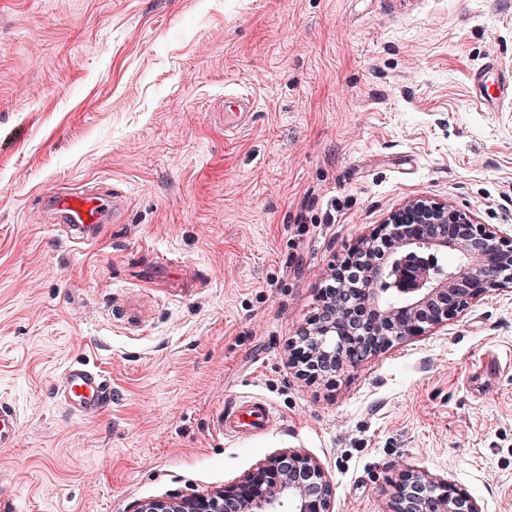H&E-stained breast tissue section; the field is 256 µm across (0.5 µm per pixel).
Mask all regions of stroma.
<instances>
[{
    "instance_id": "obj_1",
    "label": "stroma",
    "mask_w": 512,
    "mask_h": 512,
    "mask_svg": "<svg viewBox=\"0 0 512 512\" xmlns=\"http://www.w3.org/2000/svg\"><path fill=\"white\" fill-rule=\"evenodd\" d=\"M490 60L493 88L512 0H0V512H135L288 449L333 512H384L406 470L512 512V288L332 380L290 362L334 264L408 201L512 233ZM97 185L122 221L75 243L37 196ZM76 362L111 385L91 419L56 395ZM244 395L278 420L222 437ZM19 419L16 412L9 406L0 405V447L10 448L19 435Z\"/></svg>"
}]
</instances>
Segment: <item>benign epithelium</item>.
Here are the masks:
<instances>
[{
	"mask_svg": "<svg viewBox=\"0 0 512 512\" xmlns=\"http://www.w3.org/2000/svg\"><path fill=\"white\" fill-rule=\"evenodd\" d=\"M391 238L396 248L382 252L377 239ZM457 251L452 276L435 266L438 254ZM353 252L370 268L357 300L340 272L327 289L323 313L301 336L306 354L300 372L329 380L347 364L361 362L394 342L437 328L467 310L482 296L512 285V235L481 224L463 212L426 198L409 201L391 213ZM394 295L397 300L389 301ZM334 486L323 467L288 450L274 454L245 474L235 486L213 495L179 501L155 500L136 512H332ZM385 512H482L465 489L423 473L402 476Z\"/></svg>",
	"mask_w": 512,
	"mask_h": 512,
	"instance_id": "benign-epithelium-1",
	"label": "benign epithelium"
}]
</instances>
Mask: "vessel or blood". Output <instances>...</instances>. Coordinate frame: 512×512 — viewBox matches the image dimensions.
<instances>
[{"instance_id":"b4317fda","label":"vessel or blood","mask_w":512,"mask_h":512,"mask_svg":"<svg viewBox=\"0 0 512 512\" xmlns=\"http://www.w3.org/2000/svg\"><path fill=\"white\" fill-rule=\"evenodd\" d=\"M46 211L56 223L68 227L82 243L95 241L105 224L120 223L123 199L110 191H46L42 195ZM57 394L80 416L90 419L97 415L110 396L107 379L101 372L77 362L61 375ZM275 419L270 403L256 397L235 401L217 421L216 429L228 438L237 439L247 433L268 430ZM19 435V419L9 406L0 405V447L14 445Z\"/></svg>"}]
</instances>
